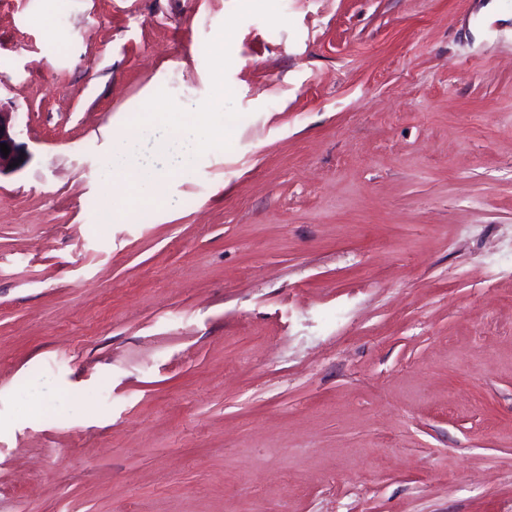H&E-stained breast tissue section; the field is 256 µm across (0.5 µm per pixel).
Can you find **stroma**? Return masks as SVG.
Masks as SVG:
<instances>
[{
  "mask_svg": "<svg viewBox=\"0 0 512 512\" xmlns=\"http://www.w3.org/2000/svg\"><path fill=\"white\" fill-rule=\"evenodd\" d=\"M0 105V512H512V0H0ZM0 143L7 144L10 148L7 157H4L0 150V176L17 172L28 165L31 153L27 145L17 139L12 112L5 111L2 105H0ZM11 163H16V166L10 167ZM201 145L202 135L196 125L186 121L169 129L163 126L152 152L143 150L135 140L122 141L112 156V168L122 175L134 174L140 185L149 184L155 190H164L172 173L196 164ZM153 155L166 159V170L157 169Z\"/></svg>",
  "mask_w": 512,
  "mask_h": 512,
  "instance_id": "obj_1",
  "label": "stroma"
}]
</instances>
